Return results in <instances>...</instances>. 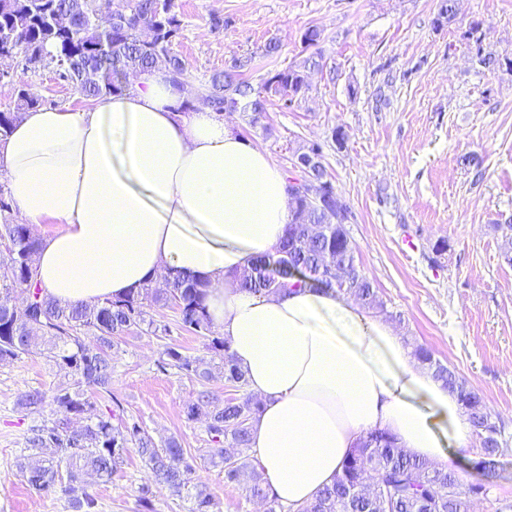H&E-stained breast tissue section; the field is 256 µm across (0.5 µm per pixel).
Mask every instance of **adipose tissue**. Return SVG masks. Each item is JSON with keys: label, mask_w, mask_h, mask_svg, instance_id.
Returning <instances> with one entry per match:
<instances>
[{"label": "adipose tissue", "mask_w": 512, "mask_h": 512, "mask_svg": "<svg viewBox=\"0 0 512 512\" xmlns=\"http://www.w3.org/2000/svg\"><path fill=\"white\" fill-rule=\"evenodd\" d=\"M185 98L152 69L85 108L28 110L0 141L17 220L60 226L34 257L43 294L92 304L169 267L204 281L211 323L261 405L255 462L289 507L331 485L375 429L447 466L444 426L467 442L457 399L387 323L332 289L241 288L293 220L288 181L213 112L182 114Z\"/></svg>", "instance_id": "1"}]
</instances>
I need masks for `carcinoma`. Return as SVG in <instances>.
<instances>
[{
    "mask_svg": "<svg viewBox=\"0 0 512 512\" xmlns=\"http://www.w3.org/2000/svg\"><path fill=\"white\" fill-rule=\"evenodd\" d=\"M174 8V0H124L110 27L101 29L95 19L98 0H0V54H22L47 62L59 79L75 85L90 101L121 89L130 72L163 67L181 84L188 74L171 51L172 43L182 35ZM478 63L489 70L512 72V59L502 60L493 53L478 54ZM320 67L322 54L317 51L303 65L273 74L259 89L235 70L217 73L202 85L197 98L182 103L181 108L202 104L218 114L243 112L256 123L267 110V94L293 103L307 90V72ZM40 104L37 96L18 89L14 105L0 110V138L10 133L23 112ZM310 154L320 158L311 175L326 178L320 144L310 143L295 151L301 158ZM291 196L294 219L285 237L274 252L256 257L240 287L260 293H276L288 286L334 288L368 311L393 316L357 266L354 246L344 225L336 223V212L316 206L294 190ZM11 212L8 197L0 192V245L4 246L0 251V363L39 355L69 370L73 377L69 385L57 388L49 402L38 391L20 397L22 406L47 408L52 416L30 439L32 450L48 449L49 456L35 465L19 463L27 485L37 492L53 491L63 468L67 484L61 491L73 512H95L96 497L86 477L111 481L132 444L156 484L181 495L194 481L198 464L197 457L178 440L172 438L159 448L138 423L122 420L115 425L109 417L80 428L71 422L93 408L87 391L111 393L112 348L146 322L148 309L154 305L176 306L181 327L208 339V347L219 357L217 364L203 367L168 347L159 360L160 369L175 367L200 381L210 380L217 369L235 387L246 385L228 342L212 330L204 305L206 283L170 267L162 288L148 284L94 304H62L42 295L31 263L40 241L29 225L12 219ZM17 291L26 294L25 300L19 305L8 302ZM413 355L456 396L484 454H496L501 431L474 388L435 359L428 348L417 346ZM259 410V402L245 394L219 405L203 392L188 406V418L204 419L213 442L200 458L224 464L228 482L238 480L248 468L231 450L249 449L251 422ZM247 491L266 505V512H284L255 468L250 471ZM486 495L482 485L462 489L454 470L408 453L390 434L378 430L368 433L352 451L335 482L296 512H471L472 503ZM213 505L207 489L196 487L192 512H212Z\"/></svg>",
    "mask_w": 512,
    "mask_h": 512,
    "instance_id": "1",
    "label": "carcinoma"
}]
</instances>
